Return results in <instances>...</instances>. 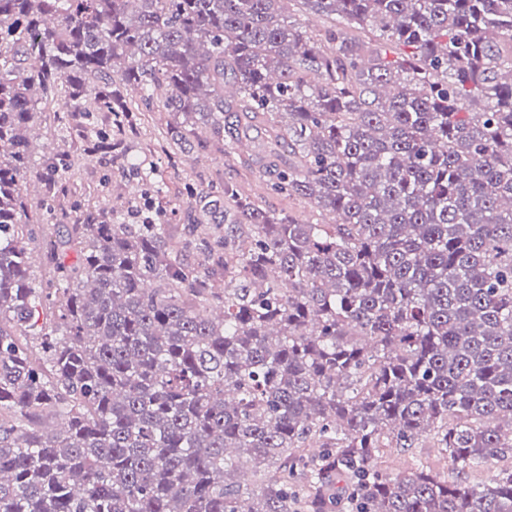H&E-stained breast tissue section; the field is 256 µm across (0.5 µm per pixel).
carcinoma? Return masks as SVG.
I'll use <instances>...</instances> for the list:
<instances>
[{"label": "carcinoma", "mask_w": 512, "mask_h": 512, "mask_svg": "<svg viewBox=\"0 0 512 512\" xmlns=\"http://www.w3.org/2000/svg\"><path fill=\"white\" fill-rule=\"evenodd\" d=\"M284 2L0 0V512H512V0H293L317 39ZM62 99L261 127L239 166L328 220L226 181L223 232L89 216L36 283ZM424 436L451 476L381 467ZM285 14L289 16V21L299 26L302 31H305L313 38H315L318 31L322 28V19L309 12L299 11L297 6L293 5V3H286Z\"/></svg>", "instance_id": "carcinoma-1"}]
</instances>
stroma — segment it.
I'll return each mask as SVG.
<instances>
[{
	"label": "stroma",
	"mask_w": 512,
	"mask_h": 512,
	"mask_svg": "<svg viewBox=\"0 0 512 512\" xmlns=\"http://www.w3.org/2000/svg\"><path fill=\"white\" fill-rule=\"evenodd\" d=\"M77 121L74 113L50 112L35 130L39 147L64 156L56 178L29 192L35 203L42 201L50 189L58 197L51 223L41 225L30 244L34 255L32 272L37 279L49 277L50 269L43 256L75 217L111 215L123 221L127 218L128 200L147 197L160 212L162 223L178 236L184 225L209 224V217L202 211L205 197L232 177L237 179L243 195L262 198L270 210L292 213L309 224L321 220L319 210L309 201L270 195L258 178L237 175L235 159L201 150L193 140L174 144L166 137L170 116L162 107L137 113L135 128L112 153L85 151L78 138L61 141L59 128L76 125ZM421 463L440 476L451 473L447 459L435 448L432 438H421L407 452L391 448L385 451L384 467L391 475L410 474Z\"/></svg>",
	"instance_id": "stroma-1"
}]
</instances>
